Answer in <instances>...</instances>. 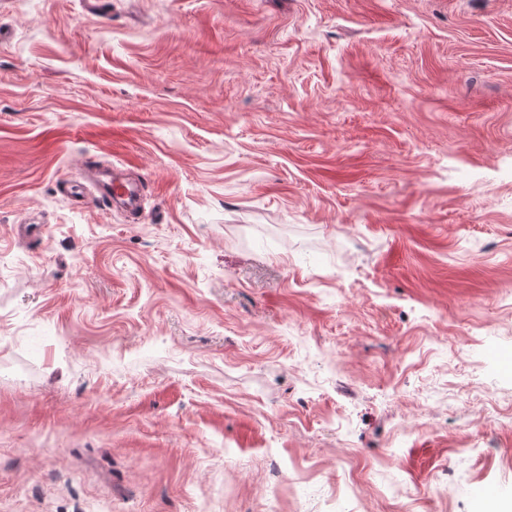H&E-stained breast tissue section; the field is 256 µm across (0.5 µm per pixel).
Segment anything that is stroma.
<instances>
[{
	"instance_id": "stroma-1",
	"label": "stroma",
	"mask_w": 512,
	"mask_h": 512,
	"mask_svg": "<svg viewBox=\"0 0 512 512\" xmlns=\"http://www.w3.org/2000/svg\"><path fill=\"white\" fill-rule=\"evenodd\" d=\"M509 411L512 0H0V512H473ZM85 177L93 174L87 180L89 187L86 192L81 190L88 204L103 203L108 208L134 210L139 205V189L137 185L118 183L114 170L102 171L96 160L83 164Z\"/></svg>"
}]
</instances>
